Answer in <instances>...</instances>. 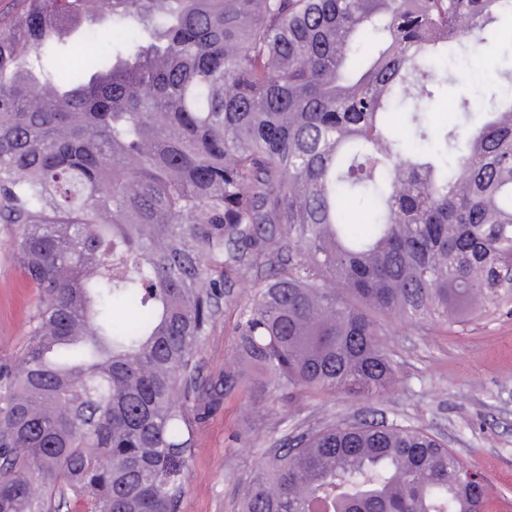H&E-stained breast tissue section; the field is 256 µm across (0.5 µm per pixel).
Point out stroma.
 Returning <instances> with one entry per match:
<instances>
[{
  "label": "stroma",
  "instance_id": "obj_1",
  "mask_svg": "<svg viewBox=\"0 0 512 512\" xmlns=\"http://www.w3.org/2000/svg\"><path fill=\"white\" fill-rule=\"evenodd\" d=\"M512 66V17L503 16L480 58L450 57L454 80L447 98L464 97L467 125H480L500 95V72ZM0 224V364L24 345L38 292L18 267ZM253 294L249 279L233 280L221 316L200 354L201 377L234 369L196 428L178 512H237L257 458L277 441L330 424L374 419L427 429L486 476L497 497L512 501V313L491 309L471 320L436 327L393 322L387 346L398 381L385 398L365 406L341 394L298 390L288 396L258 394L263 371L240 362L234 342L240 314Z\"/></svg>",
  "mask_w": 512,
  "mask_h": 512
}]
</instances>
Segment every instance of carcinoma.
Here are the masks:
<instances>
[{
  "label": "carcinoma",
  "mask_w": 512,
  "mask_h": 512,
  "mask_svg": "<svg viewBox=\"0 0 512 512\" xmlns=\"http://www.w3.org/2000/svg\"><path fill=\"white\" fill-rule=\"evenodd\" d=\"M512 0H14L0 15V224L40 304L0 367V512H177L197 356L261 265L237 358L268 389L384 397L394 319L512 301V96L434 129L448 51ZM109 49L86 58L76 31ZM379 48L359 53L369 35ZM51 94L33 103L34 92ZM405 110V124L392 119ZM414 426L261 454L241 512H488Z\"/></svg>",
  "instance_id": "cac0c4a2"
}]
</instances>
